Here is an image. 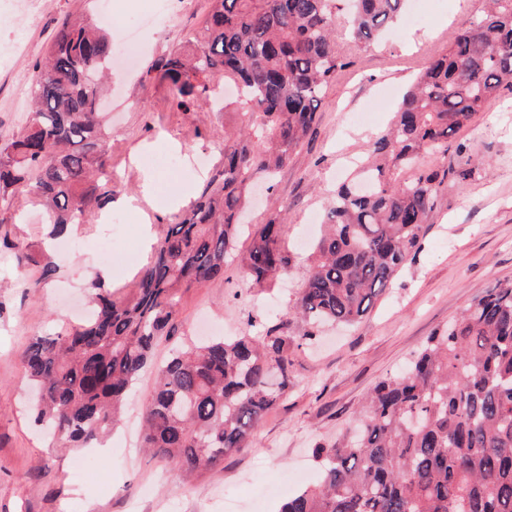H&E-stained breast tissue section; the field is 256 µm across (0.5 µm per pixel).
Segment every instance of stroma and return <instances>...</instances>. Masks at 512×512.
<instances>
[{
	"label": "stroma",
	"mask_w": 512,
	"mask_h": 512,
	"mask_svg": "<svg viewBox=\"0 0 512 512\" xmlns=\"http://www.w3.org/2000/svg\"><path fill=\"white\" fill-rule=\"evenodd\" d=\"M99 2L36 0L22 22L13 0H0V145L20 133L34 67L62 23L75 15L102 22ZM168 2L161 21L142 32L144 52L113 64L107 94L117 192L140 194L145 172H155L154 234L177 213L174 194L197 197L220 160L213 136L235 119L206 108L172 122L165 85L146 71L200 29L211 0ZM484 7L485 0H409L405 15L366 45L337 27L336 47L346 66L325 89L312 136L247 215L248 223L263 224L274 208L287 205L290 269L269 287L255 288L243 269L228 263L223 279L183 294L179 331L157 343L153 362L165 360L196 330L235 336L247 320L285 313L321 230L314 216L325 215L338 185L354 176L355 159L390 125L428 59ZM452 142L462 151L446 163L468 175L440 187L415 260L361 321L325 326L317 342L294 350L297 381L264 416L248 448L187 477L142 446L151 372H143L130 390L126 414L104 440L106 452L53 447L31 419V389L20 356L34 337L82 320L89 291L82 273L86 265H100L97 244L107 225L92 222L71 232L82 247L58 258L49 284L40 282L34 265L0 252V512H278L297 476L316 481L317 449L333 446L356 423L367 393L402 372L427 337L473 299L512 281V91L502 90ZM111 210L124 224L112 238L115 264L107 269V284L123 290L143 265L141 226L133 211L118 204ZM11 215L12 236L29 245L47 242L50 227L40 207Z\"/></svg>",
	"instance_id": "obj_1"
}]
</instances>
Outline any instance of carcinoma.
<instances>
[{"instance_id": "cac0c4a2", "label": "carcinoma", "mask_w": 512, "mask_h": 512, "mask_svg": "<svg viewBox=\"0 0 512 512\" xmlns=\"http://www.w3.org/2000/svg\"><path fill=\"white\" fill-rule=\"evenodd\" d=\"M352 37L368 43L405 0H348ZM428 60L373 143L363 171L369 190H337L326 229L289 311L308 329L288 335V315L247 320L240 336L191 344L151 364L157 340L173 336L182 292L224 277L258 178L272 181L313 132L324 87L345 65L336 49L338 0H214L203 27L146 75L166 85L170 110L195 112L221 81L234 85L240 122L217 135L223 163L199 196L174 215L139 270L138 288L118 295L91 283L92 317L22 354L40 388L34 420L63 445L98 441L119 421L129 387L148 367L154 389L142 444L184 472L215 467L246 447L295 377L291 349L325 324H353L391 287L420 248L439 187L453 168L452 136L512 88V0H488ZM112 39L84 18L63 25L36 65L23 130L0 147V207L44 206L52 235L88 224L112 201V129L102 112ZM288 206L255 228L241 262L261 287L291 266ZM20 262L57 272L0 233ZM320 479L279 512H512V283L475 299L428 337L408 372L380 382L363 424L321 448Z\"/></svg>"}]
</instances>
